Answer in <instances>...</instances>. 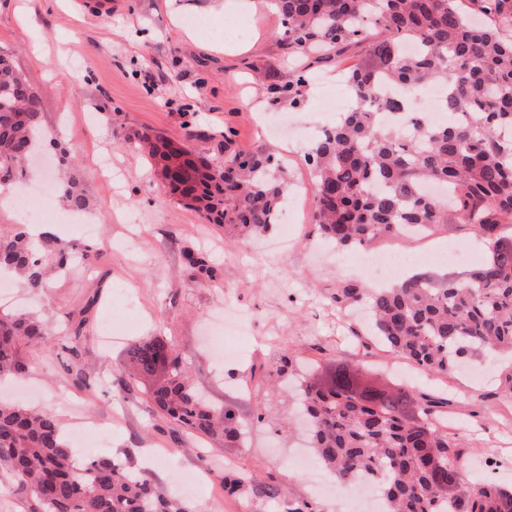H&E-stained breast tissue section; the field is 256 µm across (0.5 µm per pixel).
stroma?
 I'll use <instances>...</instances> for the list:
<instances>
[{"label": "stroma", "instance_id": "stroma-1", "mask_svg": "<svg viewBox=\"0 0 512 512\" xmlns=\"http://www.w3.org/2000/svg\"><path fill=\"white\" fill-rule=\"evenodd\" d=\"M111 2L90 12L82 0H0V52L37 90L50 136L78 162L96 222L94 234H86L54 196L43 202L55 214L53 231L77 248H100L94 269L76 267L41 292L17 294L15 308L51 331L47 341L25 348V371L11 381L32 390L27 405L53 413L64 433L81 429L101 439L100 447L76 449L78 460L126 459L165 489L177 488L182 472L198 473L201 486L186 495L198 512H279L263 496L225 495L230 468L254 473L315 512H345L339 496L322 491L324 472L298 467L304 432L293 425L296 407L270 386L285 382L293 365L310 364L324 377L346 364L380 385L447 398L442 426L471 479L511 489L512 396L501 394L495 373L439 374L404 362L372 338L359 312L333 300L340 286L368 282L355 251L319 238L312 199L299 188L311 183L306 153L318 128L338 117L324 111L318 79L356 64L357 55L311 68L300 102L276 104L273 86L293 78L298 65L280 44L278 12L263 0ZM250 102L263 104L264 116L285 115L280 135L258 124L246 109ZM143 129L178 142L194 130L191 146L207 156L227 132L234 150L273 153L296 202L287 225L225 242L215 225L161 192L155 167L134 142ZM457 245L482 253L473 230L461 224L378 249L445 252ZM190 252L208 257L216 279L189 280ZM228 309L241 316L246 353L227 363L208 339L221 331ZM108 324L118 337L107 345ZM150 335L168 337L213 406L234 405L247 421L239 447L213 446L176 429L154 411L143 384L116 386L128 345Z\"/></svg>", "mask_w": 512, "mask_h": 512}]
</instances>
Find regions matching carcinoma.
Masks as SVG:
<instances>
[{
    "mask_svg": "<svg viewBox=\"0 0 512 512\" xmlns=\"http://www.w3.org/2000/svg\"><path fill=\"white\" fill-rule=\"evenodd\" d=\"M290 57L318 62L351 49L363 61L343 71L354 106L308 149L312 167V221L338 248H369L387 239L466 224L487 243L481 265L460 275L423 271L389 288L345 287L336 303L369 299L375 336L395 356L446 374L474 357L500 367L503 392L512 395V0H275ZM420 47L416 54L403 44ZM405 88L443 87V109L460 116L435 125L406 99L381 106L407 133L372 118L381 80ZM302 74L280 85L279 97L298 103ZM141 154L163 171L165 193L233 239L277 223L285 192L271 154L234 152L202 157L161 132L135 134ZM61 169L59 199L82 212L89 199L66 148L48 136L40 102L9 57L0 54V186L21 182L29 158L43 145ZM446 186L451 204L426 185ZM55 238L38 246L26 225L0 229V274L37 292L48 275L79 260ZM48 332L34 315L0 309V378L25 370L23 347ZM126 376L148 379L154 409L183 430L225 447L242 441L243 419L218 410L193 387L187 366L169 340L145 336L126 351ZM298 401L310 421L319 466L341 483L373 477L387 512H512V492L469 484L454 494L448 471L463 473L461 455L440 425L441 402L409 391L390 392L347 365L326 381L308 372ZM0 463L35 496L38 512H196L194 506L143 478L124 462L74 459L56 418L0 401ZM255 488L248 472L224 476V492Z\"/></svg>",
    "mask_w": 512,
    "mask_h": 512,
    "instance_id": "1",
    "label": "carcinoma"
}]
</instances>
